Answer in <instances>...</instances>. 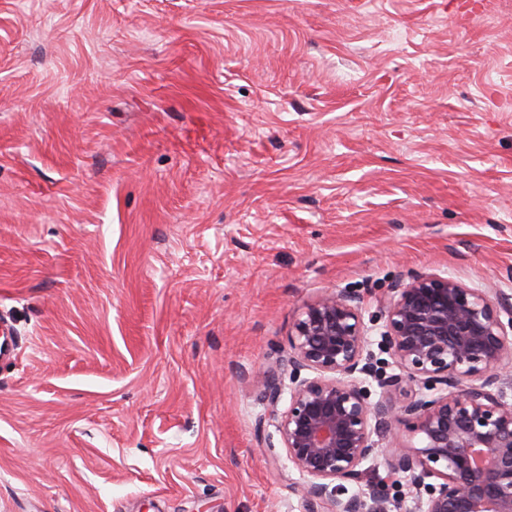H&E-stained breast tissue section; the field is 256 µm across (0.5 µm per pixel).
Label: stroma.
<instances>
[{
	"instance_id": "1",
	"label": "stroma",
	"mask_w": 512,
	"mask_h": 512,
	"mask_svg": "<svg viewBox=\"0 0 512 512\" xmlns=\"http://www.w3.org/2000/svg\"><path fill=\"white\" fill-rule=\"evenodd\" d=\"M0 0V512H306L255 374L344 289L512 293V0Z\"/></svg>"
}]
</instances>
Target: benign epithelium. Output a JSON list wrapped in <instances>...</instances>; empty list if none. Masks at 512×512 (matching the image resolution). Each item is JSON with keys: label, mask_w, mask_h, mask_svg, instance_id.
I'll use <instances>...</instances> for the list:
<instances>
[{"label": "benign epithelium", "mask_w": 512, "mask_h": 512, "mask_svg": "<svg viewBox=\"0 0 512 512\" xmlns=\"http://www.w3.org/2000/svg\"><path fill=\"white\" fill-rule=\"evenodd\" d=\"M380 320L367 325L360 298L336 290L294 322L288 351L256 374L260 426L279 435L268 462L284 450L307 512H398L400 479L415 512H512V295L419 274L390 286ZM401 429L418 444L389 446ZM370 460L386 476L348 494Z\"/></svg>", "instance_id": "1"}]
</instances>
